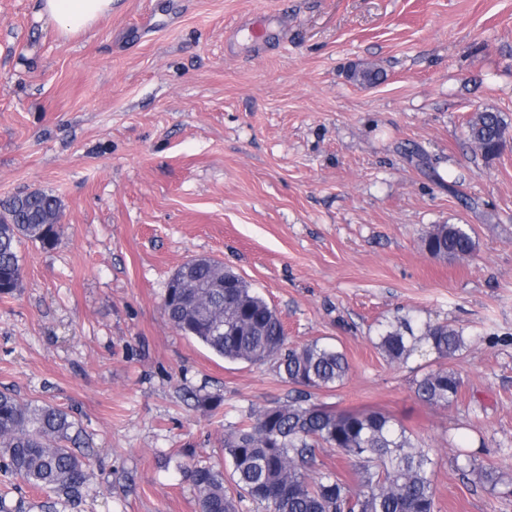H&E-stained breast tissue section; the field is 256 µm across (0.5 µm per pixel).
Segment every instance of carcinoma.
<instances>
[{
	"label": "carcinoma",
	"instance_id": "obj_1",
	"mask_svg": "<svg viewBox=\"0 0 512 512\" xmlns=\"http://www.w3.org/2000/svg\"><path fill=\"white\" fill-rule=\"evenodd\" d=\"M379 69L351 71L360 84H375ZM507 124L501 113L476 110L467 122L469 141L482 156L498 155ZM60 200L33 191L12 197L0 213V296L21 286L18 247L24 241L44 248L59 236ZM435 257L473 258L476 241L467 224H437L423 238ZM168 322L218 356L252 364L272 361L279 375L296 386V396L252 410L224 433V460L231 481L211 465L184 464L198 493L200 512H238L252 500L264 512H435L432 449L380 410H338L312 401V391L344 384L350 365L332 345L288 343L283 323L267 301L231 268L213 258L185 262L169 280L163 302ZM376 347L387 362L403 364L424 346L442 359L466 348L461 328L447 323L418 330L412 320L386 323ZM462 387L458 372L438 368L416 380L417 396L448 407ZM80 423L52 404L23 402L0 392V466L34 489L47 490L76 506L89 495L90 458L82 450ZM332 448L355 478L352 488L335 473L312 478L317 450Z\"/></svg>",
	"mask_w": 512,
	"mask_h": 512
}]
</instances>
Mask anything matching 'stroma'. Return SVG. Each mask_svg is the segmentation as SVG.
Wrapping results in <instances>:
<instances>
[{
	"mask_svg": "<svg viewBox=\"0 0 512 512\" xmlns=\"http://www.w3.org/2000/svg\"><path fill=\"white\" fill-rule=\"evenodd\" d=\"M38 3L0 0V204L53 194L62 228L23 242L0 297V390L79 420L91 493L65 505L0 471V496L200 512L184 452L223 467L227 426L295 395L273 363L225 361L167 322L170 278L209 256L290 343L346 354L318 401L386 412L432 448L436 512H512L470 472L512 482V140L488 160L467 139L478 108L512 126V0H119L70 37ZM362 64L381 81L350 80ZM436 224L471 225L474 258L429 254ZM403 317L467 336L451 406L415 394L435 355L376 349Z\"/></svg>",
	"mask_w": 512,
	"mask_h": 512,
	"instance_id": "35a3bbf8",
	"label": "stroma"
}]
</instances>
